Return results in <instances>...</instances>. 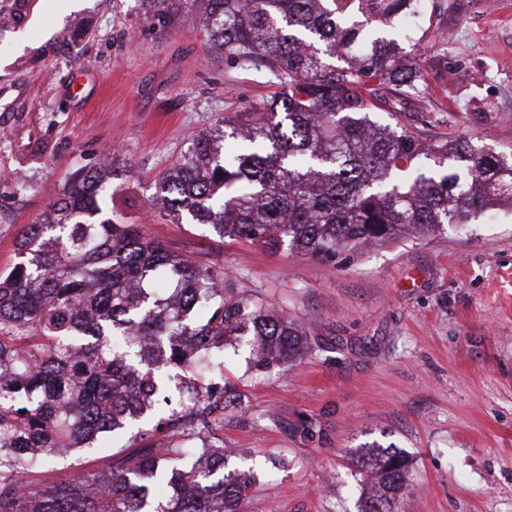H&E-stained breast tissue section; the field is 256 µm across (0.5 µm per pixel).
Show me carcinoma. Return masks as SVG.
Wrapping results in <instances>:
<instances>
[{
  "mask_svg": "<svg viewBox=\"0 0 512 512\" xmlns=\"http://www.w3.org/2000/svg\"><path fill=\"white\" fill-rule=\"evenodd\" d=\"M143 3L154 17L174 7ZM184 4L201 10L211 53L260 61L284 93L196 137L156 183L167 215L330 262L512 210V151L369 118L384 86L419 81L378 26L424 17L426 0ZM108 175L71 177L57 219L24 225L19 262L0 270V512H239L249 475L224 472V445L204 433L219 405L199 383L174 396L171 379L211 370L229 336L253 337L270 368L301 355L307 334L141 225L97 220ZM136 422L151 424L145 439L165 429L197 444L122 448L77 482L29 481ZM358 464L375 474L361 512H394L409 461L378 447Z\"/></svg>",
  "mask_w": 512,
  "mask_h": 512,
  "instance_id": "obj_1",
  "label": "carcinoma"
}]
</instances>
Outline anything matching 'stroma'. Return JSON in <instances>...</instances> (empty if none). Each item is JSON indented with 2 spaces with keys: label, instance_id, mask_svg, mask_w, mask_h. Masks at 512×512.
Returning <instances> with one entry per match:
<instances>
[{
  "label": "stroma",
  "instance_id": "35a3bbf8",
  "mask_svg": "<svg viewBox=\"0 0 512 512\" xmlns=\"http://www.w3.org/2000/svg\"><path fill=\"white\" fill-rule=\"evenodd\" d=\"M397 41L420 68L397 92L400 128L512 147V0H428ZM0 40V269L67 179L110 162L101 217L230 275L297 321L310 351L255 367L226 345L209 373L238 405L213 432L252 477L242 512H358L361 448L411 464L398 512H512V215L331 262L153 214L155 183L200 133L280 98L259 63L211 55L190 9L142 0H25Z\"/></svg>",
  "mask_w": 512,
  "mask_h": 512
}]
</instances>
